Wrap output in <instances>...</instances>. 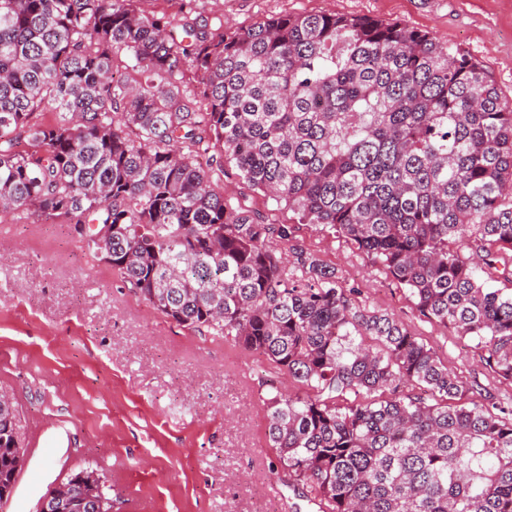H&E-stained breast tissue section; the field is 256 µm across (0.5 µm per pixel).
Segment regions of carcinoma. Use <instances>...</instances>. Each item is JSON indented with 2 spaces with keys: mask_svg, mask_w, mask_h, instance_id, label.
Wrapping results in <instances>:
<instances>
[{
  "mask_svg": "<svg viewBox=\"0 0 512 512\" xmlns=\"http://www.w3.org/2000/svg\"><path fill=\"white\" fill-rule=\"evenodd\" d=\"M136 2L0 0V212L63 220L153 308L296 382L264 399L268 442L322 512H512V404L475 402L335 269L302 250L288 267L270 240L292 228L213 179L233 160L512 380V292L487 287L512 283V99L401 23L286 14L226 32ZM122 52L140 79L113 77ZM24 462L0 406V510ZM63 486L51 512H114L98 471Z\"/></svg>",
  "mask_w": 512,
  "mask_h": 512,
  "instance_id": "carcinoma-1",
  "label": "carcinoma"
}]
</instances>
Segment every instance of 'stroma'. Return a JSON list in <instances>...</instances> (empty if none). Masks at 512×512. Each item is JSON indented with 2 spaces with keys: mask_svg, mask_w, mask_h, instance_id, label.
<instances>
[{
  "mask_svg": "<svg viewBox=\"0 0 512 512\" xmlns=\"http://www.w3.org/2000/svg\"><path fill=\"white\" fill-rule=\"evenodd\" d=\"M225 28L282 14L336 13L400 22L481 61L512 99V0H195ZM230 202L272 224L335 268L368 309L393 313L481 404L512 401V381L490 373L475 341L419 314L377 263L318 224L253 191L232 161L214 175ZM258 356L163 316L61 220L0 217V391L14 395L27 450L7 512H34L75 471L106 473L118 512H318L282 481L269 448ZM43 433L33 447L34 426Z\"/></svg>",
  "mask_w": 512,
  "mask_h": 512,
  "instance_id": "stroma-1",
  "label": "stroma"
}]
</instances>
